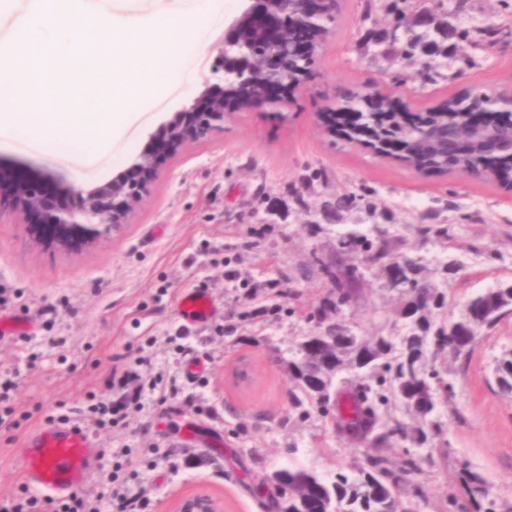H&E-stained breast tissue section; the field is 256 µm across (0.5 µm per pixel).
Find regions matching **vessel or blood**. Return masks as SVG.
<instances>
[{"instance_id":"obj_1","label":"vessel or blood","mask_w":512,"mask_h":512,"mask_svg":"<svg viewBox=\"0 0 512 512\" xmlns=\"http://www.w3.org/2000/svg\"><path fill=\"white\" fill-rule=\"evenodd\" d=\"M178 309L189 324L200 326L213 318L215 307L207 289L182 293ZM95 440L74 421L41 423L24 438L17 457L25 483L54 499L84 489L97 475Z\"/></svg>"}]
</instances>
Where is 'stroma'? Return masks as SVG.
Returning <instances> with one entry per match:
<instances>
[{"instance_id":"35a3bbf8","label":"stroma","mask_w":512,"mask_h":512,"mask_svg":"<svg viewBox=\"0 0 512 512\" xmlns=\"http://www.w3.org/2000/svg\"><path fill=\"white\" fill-rule=\"evenodd\" d=\"M242 7V0H227L209 17L205 47L189 53L165 91L136 110L110 151L1 135L0 180L24 178L41 190L111 181L164 122L218 79L217 51ZM412 9L447 20V57L418 72L388 39L390 0H342L311 76L287 105L237 113L223 133L167 156L117 234L62 250L38 242L32 224L0 214L5 310L35 326L0 343V372L17 375L0 414L12 410L20 421L0 431V498L24 484L14 450L29 431L63 413L85 417L111 369L136 366L142 357L148 373L175 381L177 394L131 413L126 426L93 434L102 472L142 496V512H170L198 491L213 495L224 512H273L262 487L271 473L306 469L328 479L336 469L363 467L364 442L317 409L300 416L291 402L287 362L315 329L308 313L333 290L329 281L303 277L313 256L331 255L349 229L393 239L397 254L445 288V315L453 319L472 298L512 282V190L454 172L420 176L332 135L318 120L335 97L373 88L415 113L473 87L512 88V39L490 47L480 38L485 30L512 29V0H414ZM350 193L367 196L375 215L328 211L329 201ZM428 220L447 226L448 237H425ZM229 267L241 286L225 282ZM253 284L271 311L245 324L239 315ZM191 288L208 289L215 301L206 325L186 326L179 315V296ZM406 300L375 268L337 320L363 339L396 337L406 330L398 312ZM510 353L512 313L482 330L466 357L430 355L453 391L438 406V429L417 451L419 471L403 486L414 512H449V498L466 501L464 468L483 478L500 512H512V394L496 380L498 361ZM190 354L208 363L193 381L182 373ZM119 448L127 458L115 457Z\"/></svg>"}]
</instances>
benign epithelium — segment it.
Listing matches in <instances>:
<instances>
[{
    "mask_svg": "<svg viewBox=\"0 0 512 512\" xmlns=\"http://www.w3.org/2000/svg\"><path fill=\"white\" fill-rule=\"evenodd\" d=\"M245 2L241 13L229 23L219 50L221 82L205 85L185 107L184 114L192 117L191 123H180L177 115L165 124L168 150L188 142L209 140L224 131V122L235 113L227 105L225 91L248 84L258 71L266 74L269 83L263 92L245 101L243 109L288 104L290 92L302 82L300 78L285 79L288 58L314 59L319 51L317 29L309 26L298 31L289 27L288 19L334 14L340 0ZM491 139L505 141L512 151V124L504 129L492 121L468 122L455 135V152L461 155L473 143ZM158 164L159 159L143 151L131 160L128 169L143 172L144 178L129 181L121 172L111 181L87 189L59 184L51 197L39 193L26 180L0 181V203L7 202L12 214L22 221L35 213L41 214L45 224L36 226L37 231L62 247L69 245L66 233L72 229L92 234L89 243L93 244L127 223L130 213L148 196ZM295 492L305 502L308 512H326L322 494L312 484L301 482ZM172 512H223V506L212 496L197 493L179 500Z\"/></svg>",
    "mask_w": 512,
    "mask_h": 512,
    "instance_id": "7a95c632",
    "label": "benign epithelium"
}]
</instances>
